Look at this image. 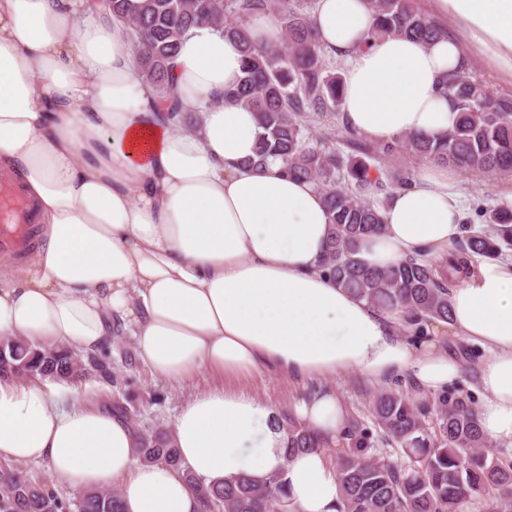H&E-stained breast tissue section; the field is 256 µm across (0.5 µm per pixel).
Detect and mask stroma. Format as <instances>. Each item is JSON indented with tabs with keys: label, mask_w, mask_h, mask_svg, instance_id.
<instances>
[{
	"label": "stroma",
	"mask_w": 512,
	"mask_h": 512,
	"mask_svg": "<svg viewBox=\"0 0 512 512\" xmlns=\"http://www.w3.org/2000/svg\"><path fill=\"white\" fill-rule=\"evenodd\" d=\"M464 222L462 235L482 230L483 223L477 215L479 208L495 209L500 205L499 196L512 191V176L495 173L465 175L461 178ZM438 343L450 352L460 356L463 364L458 381L449 386L447 398L466 401L472 408H479L482 397L477 388L479 361L482 349L445 335L438 336ZM112 359L115 382L108 390H101L99 384L87 380L75 385H65L62 392L64 406H103L105 401H118L134 409L136 428L160 425L172 428L174 419L191 395L214 386L226 385L243 388L270 402L281 417H291L294 406L319 389L336 392L345 408V424L355 433L369 438L372 456L384 460H403L400 448L387 443L371 413L370 398L377 388L367 379L355 373H343L332 379L313 378L298 381L285 375L267 370L245 378H224L212 372H200L182 382L172 383L152 376L139 360L136 344L131 333L113 337L105 349Z\"/></svg>",
	"instance_id": "obj_1"
}]
</instances>
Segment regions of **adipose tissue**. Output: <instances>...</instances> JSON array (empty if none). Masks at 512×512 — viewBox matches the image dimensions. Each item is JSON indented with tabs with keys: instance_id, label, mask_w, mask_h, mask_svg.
Here are the masks:
<instances>
[{
	"instance_id": "ef3b65f1",
	"label": "adipose tissue",
	"mask_w": 512,
	"mask_h": 512,
	"mask_svg": "<svg viewBox=\"0 0 512 512\" xmlns=\"http://www.w3.org/2000/svg\"><path fill=\"white\" fill-rule=\"evenodd\" d=\"M457 38L432 43L374 34L368 0H316L320 49L343 60L346 128L377 142L439 137L459 118L447 81L464 44L512 74V0H434ZM197 131L167 121L140 70L128 26L91 0H0V175L34 205L43 246L23 271H0V337L97 351L128 331L144 365L181 382L266 369L298 379L355 372L385 385L410 378L436 396L462 362L414 345L392 318L322 272L330 216L312 183L260 168L254 112L225 99L242 53L209 27L191 29L170 63ZM457 172L423 167L394 191L384 233L359 244L369 267L439 261L460 233ZM452 337L479 345L477 417L512 443V259L481 262L449 297ZM53 385L0 381V462H47L73 490L118 485L125 512H200L181 474L141 462L129 422L108 410L61 408ZM274 407L214 387L180 408L172 434L205 482L278 477L296 512H337L340 488L324 451L287 453ZM328 441L344 429L335 394L294 408Z\"/></svg>"
}]
</instances>
